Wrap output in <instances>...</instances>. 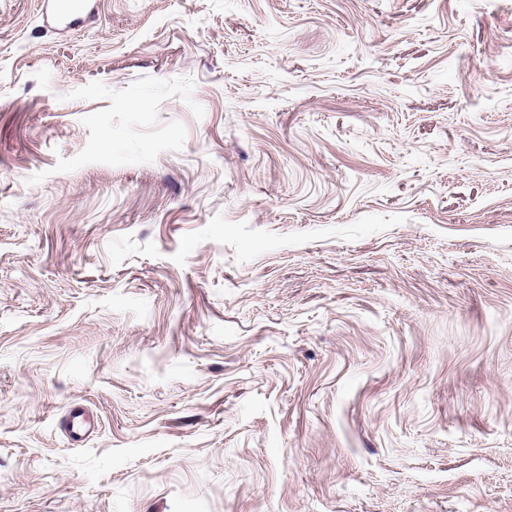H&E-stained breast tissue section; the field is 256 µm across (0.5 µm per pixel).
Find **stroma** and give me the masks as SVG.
Here are the masks:
<instances>
[{"label": "stroma", "instance_id": "stroma-1", "mask_svg": "<svg viewBox=\"0 0 512 512\" xmlns=\"http://www.w3.org/2000/svg\"><path fill=\"white\" fill-rule=\"evenodd\" d=\"M39 3L0 512H512V0Z\"/></svg>", "mask_w": 512, "mask_h": 512}]
</instances>
